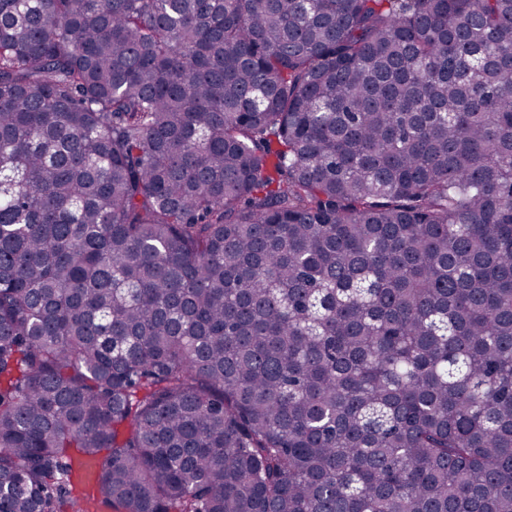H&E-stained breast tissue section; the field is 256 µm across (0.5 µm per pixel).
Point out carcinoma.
Instances as JSON below:
<instances>
[{
  "mask_svg": "<svg viewBox=\"0 0 512 512\" xmlns=\"http://www.w3.org/2000/svg\"><path fill=\"white\" fill-rule=\"evenodd\" d=\"M512 512V0H0V512Z\"/></svg>",
  "mask_w": 512,
  "mask_h": 512,
  "instance_id": "1",
  "label": "carcinoma"
}]
</instances>
